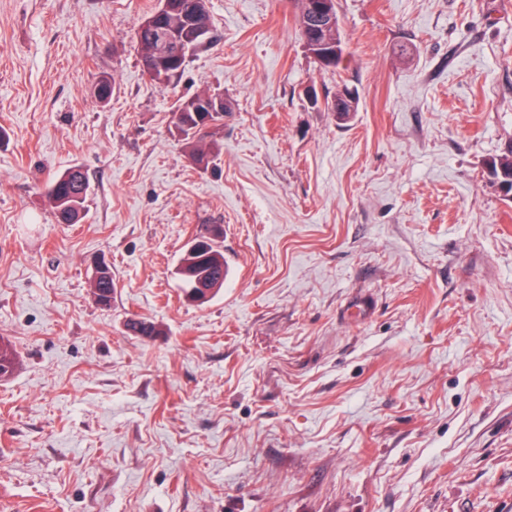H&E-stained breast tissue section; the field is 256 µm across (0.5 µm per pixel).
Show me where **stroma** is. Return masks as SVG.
<instances>
[{
  "label": "stroma",
  "mask_w": 512,
  "mask_h": 512,
  "mask_svg": "<svg viewBox=\"0 0 512 512\" xmlns=\"http://www.w3.org/2000/svg\"><path fill=\"white\" fill-rule=\"evenodd\" d=\"M157 4L0 0V512H512V198L487 172L512 0H337L328 71L287 0H210L168 87L135 38ZM201 91L227 105L206 167L171 123ZM71 167L90 193L60 224ZM216 228L231 275L188 301ZM90 185L81 169L73 167L56 174L48 183L46 196L61 224H76L84 213ZM178 273L184 285L186 295L190 291L193 277L206 280L211 287L224 286V253L218 240L210 239L205 235H197L184 250ZM189 274L188 277L185 274ZM97 267L99 268L97 271L98 278L94 269L91 285L94 291V285L97 279L96 288L100 293L93 294L98 297V300L95 299L97 304L102 302L104 303V307H108L112 304V298L116 288L115 282L112 279V267L104 261L100 262Z\"/></svg>",
  "instance_id": "1"
}]
</instances>
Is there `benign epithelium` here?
<instances>
[{
	"instance_id": "7a95c632",
	"label": "benign epithelium",
	"mask_w": 512,
	"mask_h": 512,
	"mask_svg": "<svg viewBox=\"0 0 512 512\" xmlns=\"http://www.w3.org/2000/svg\"><path fill=\"white\" fill-rule=\"evenodd\" d=\"M335 0H313L310 5L309 17L321 24L322 30L334 26ZM208 8V0H194L189 9L181 15V27L168 23L169 5L166 0L158 9L146 17L140 26V33L148 36L153 43V50L143 67L147 76L162 81L176 78L184 68L188 54L192 50L185 38V33L191 31L197 38H202L207 28L201 21ZM304 44L311 45L318 56L325 62H332L340 54L338 44L328 40L304 39ZM192 110L202 112L206 121L222 116L226 110L224 98L205 94L193 99Z\"/></svg>"
}]
</instances>
